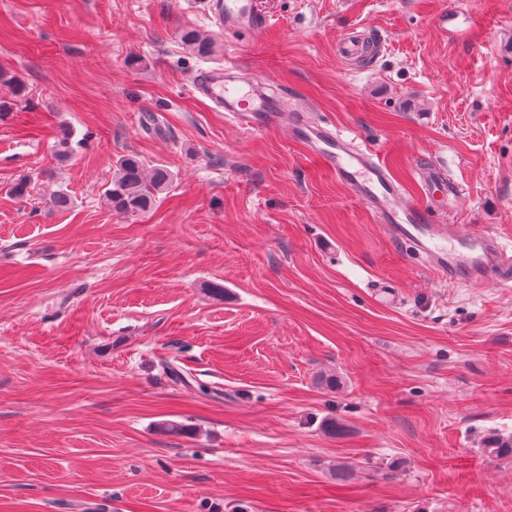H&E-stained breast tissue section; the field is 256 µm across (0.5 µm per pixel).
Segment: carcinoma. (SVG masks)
I'll return each mask as SVG.
<instances>
[{
  "mask_svg": "<svg viewBox=\"0 0 512 512\" xmlns=\"http://www.w3.org/2000/svg\"><path fill=\"white\" fill-rule=\"evenodd\" d=\"M181 41L193 54L203 56L214 51L211 38L202 35L194 28L186 29L181 34ZM0 82L13 85L14 98L10 101L0 100V119L7 116L24 96L25 87L15 75L0 69ZM173 182V174L163 165L147 167L143 159L128 154L121 157L116 164L115 176L111 187L105 191V199L114 210L138 216L151 210L158 196L168 189ZM484 453L491 458L512 456V437L491 435L483 444Z\"/></svg>",
  "mask_w": 512,
  "mask_h": 512,
  "instance_id": "1",
  "label": "carcinoma"
}]
</instances>
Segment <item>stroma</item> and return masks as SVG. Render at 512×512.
Segmentation results:
<instances>
[{"label": "stroma", "instance_id": "obj_1", "mask_svg": "<svg viewBox=\"0 0 512 512\" xmlns=\"http://www.w3.org/2000/svg\"><path fill=\"white\" fill-rule=\"evenodd\" d=\"M260 6L274 27L239 37L206 0H0L26 85L0 121V512H512V457L482 450L512 435V288L437 278L289 131L191 87L236 60L406 199L445 171L465 194L435 222L511 247L512 0ZM449 7L477 28L443 32ZM127 154L175 174L139 216L104 196ZM181 41L193 54L203 56L214 51V42L211 38L202 35L194 28L186 29L181 34Z\"/></svg>", "mask_w": 512, "mask_h": 512}]
</instances>
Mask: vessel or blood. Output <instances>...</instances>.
<instances>
[{"instance_id":"obj_1","label":"vessel or blood","mask_w":512,"mask_h":512,"mask_svg":"<svg viewBox=\"0 0 512 512\" xmlns=\"http://www.w3.org/2000/svg\"><path fill=\"white\" fill-rule=\"evenodd\" d=\"M212 13L228 32L256 36L274 25L257 0H212ZM191 84L194 91L251 129L288 128L311 157L366 202L396 240L425 257L433 273L475 286L491 282L503 288L512 286V256L496 238L466 239L457 230L446 231L429 223L417 203L403 201L399 187L376 153L330 125L312 121L306 107L287 104L283 96L269 93L262 84L245 78L239 64L228 61L220 67L200 70Z\"/></svg>"}]
</instances>
